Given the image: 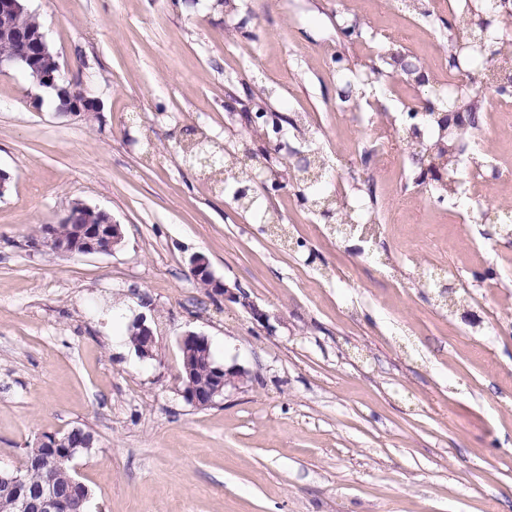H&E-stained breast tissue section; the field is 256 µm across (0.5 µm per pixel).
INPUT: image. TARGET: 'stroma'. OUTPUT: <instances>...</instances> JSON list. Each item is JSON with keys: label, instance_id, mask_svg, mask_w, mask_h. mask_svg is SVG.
I'll use <instances>...</instances> for the list:
<instances>
[{"label": "stroma", "instance_id": "obj_1", "mask_svg": "<svg viewBox=\"0 0 512 512\" xmlns=\"http://www.w3.org/2000/svg\"><path fill=\"white\" fill-rule=\"evenodd\" d=\"M27 5L100 112L57 111L0 73V469L82 424L88 512H512V125L479 99L473 153L505 174L467 209L358 148L447 87L446 0L434 15L403 0ZM396 50L426 64L427 86L398 74L340 100L335 55L362 71ZM260 100L284 119L263 139ZM367 111L375 127L345 119ZM190 129L248 141L280 171L321 156L320 191L359 200L379 234L338 233L288 184L264 191L279 222L260 223L185 162ZM76 200L112 214L122 244L28 250ZM197 253L268 322L208 297ZM141 314L157 324L152 359L127 340ZM188 331L250 373L211 407L182 396Z\"/></svg>", "mask_w": 512, "mask_h": 512}]
</instances>
